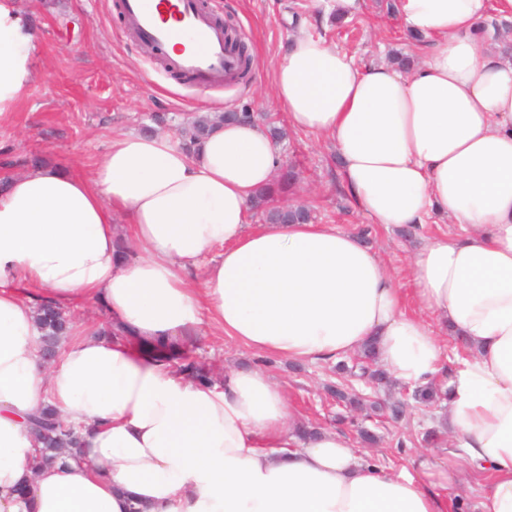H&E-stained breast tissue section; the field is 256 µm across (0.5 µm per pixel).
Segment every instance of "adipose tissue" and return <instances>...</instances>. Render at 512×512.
I'll use <instances>...</instances> for the list:
<instances>
[{
    "label": "adipose tissue",
    "instance_id": "adipose-tissue-1",
    "mask_svg": "<svg viewBox=\"0 0 512 512\" xmlns=\"http://www.w3.org/2000/svg\"><path fill=\"white\" fill-rule=\"evenodd\" d=\"M423 60L357 67L299 34L275 72L288 129L328 136L342 188L376 224L449 217L400 287L375 251L332 224L251 229V200L278 149L227 122L194 151L167 134L113 133L90 173L33 167L0 189V512H447L443 490L487 475L479 512H512V58L474 32L512 0H395ZM37 34L0 0V116L36 79ZM138 253L117 244L114 214ZM204 266L201 289L189 279ZM102 305L127 339L84 332L52 365L35 308ZM440 320L406 315L405 301ZM209 324L276 359H334L376 342L406 385L442 378L456 462L392 475L347 436H301L264 369L223 388L150 352ZM472 357L446 369L440 336ZM52 406L82 430L81 459L44 464L30 417Z\"/></svg>",
    "mask_w": 512,
    "mask_h": 512
}]
</instances>
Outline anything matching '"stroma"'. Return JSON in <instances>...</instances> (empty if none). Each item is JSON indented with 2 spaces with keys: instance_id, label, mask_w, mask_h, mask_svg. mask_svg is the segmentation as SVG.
Masks as SVG:
<instances>
[{
  "instance_id": "stroma-1",
  "label": "stroma",
  "mask_w": 512,
  "mask_h": 512,
  "mask_svg": "<svg viewBox=\"0 0 512 512\" xmlns=\"http://www.w3.org/2000/svg\"><path fill=\"white\" fill-rule=\"evenodd\" d=\"M391 2L361 0L359 9L339 17L324 0H217L225 25L246 43L252 69L247 83L201 86L174 77L149 48L128 37L117 0H19L38 34V75L17 112L0 119V175L24 173L33 154L49 166L86 172L106 152L113 130L178 137L189 118L244 109L262 125L285 131L280 159L294 161L300 173L286 201L309 207L317 224L369 228L367 244L396 280L405 281L421 245L452 232L453 224L437 215L415 229L373 224L340 188L339 162L327 138L286 131L272 84L275 65L302 30L331 41L361 68L393 62L398 54L420 61V43L402 30ZM187 348L218 387L243 367L265 366L286 391L298 424L340 429L389 473L413 474L421 462L448 455L446 408L423 401L420 388L395 382L377 390L373 400L402 405L403 414L369 417L329 394L339 380L334 361L268 363L205 326ZM362 428L376 434V444L361 443Z\"/></svg>"
}]
</instances>
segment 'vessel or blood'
I'll use <instances>...</instances> for the list:
<instances>
[{
  "mask_svg": "<svg viewBox=\"0 0 512 512\" xmlns=\"http://www.w3.org/2000/svg\"><path fill=\"white\" fill-rule=\"evenodd\" d=\"M127 30L137 43L161 50L188 43L173 65L196 84L228 81L238 67L223 25L201 0H121Z\"/></svg>",
  "mask_w": 512,
  "mask_h": 512,
  "instance_id": "vessel-or-blood-1",
  "label": "vessel or blood"
}]
</instances>
